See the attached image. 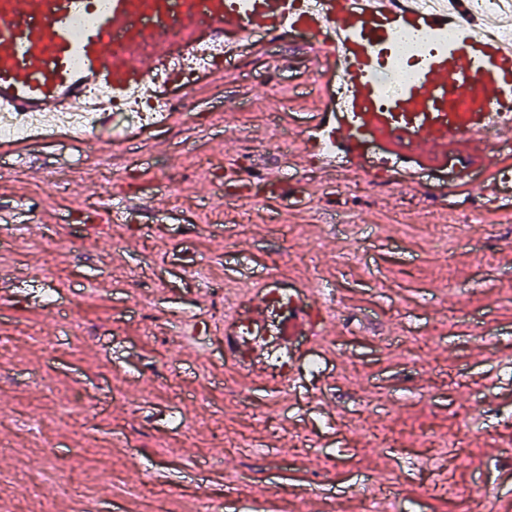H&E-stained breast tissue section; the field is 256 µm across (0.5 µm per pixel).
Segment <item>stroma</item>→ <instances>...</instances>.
Wrapping results in <instances>:
<instances>
[{
	"instance_id": "35a3bbf8",
	"label": "stroma",
	"mask_w": 512,
	"mask_h": 512,
	"mask_svg": "<svg viewBox=\"0 0 512 512\" xmlns=\"http://www.w3.org/2000/svg\"><path fill=\"white\" fill-rule=\"evenodd\" d=\"M321 59L250 51L117 153H0V512H362L359 485L391 512H512V196L448 249L422 187L337 199ZM240 169L293 188L255 202ZM271 275L348 316L284 394L224 357L225 291Z\"/></svg>"
}]
</instances>
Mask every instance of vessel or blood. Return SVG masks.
Masks as SVG:
<instances>
[{
	"label": "vessel or blood",
	"mask_w": 512,
	"mask_h": 512,
	"mask_svg": "<svg viewBox=\"0 0 512 512\" xmlns=\"http://www.w3.org/2000/svg\"><path fill=\"white\" fill-rule=\"evenodd\" d=\"M83 27H76L77 19ZM448 17L413 0H0V112H94L109 129L112 101L144 89L158 77L163 93L181 91L177 58L194 48L248 38L254 31L320 34L347 87L341 105L326 109L325 132L349 155L351 171L366 169L364 145L377 139L391 151L414 143L430 162L447 165L456 131L480 153L494 118L512 114V46L479 34L459 20L457 38L413 54V79L384 99L380 71L394 62L395 37L415 29L439 34ZM176 29L178 38L165 37ZM113 148L125 137L110 131ZM277 280L256 289L249 314L258 317L277 292ZM307 338L326 333V290L294 289Z\"/></svg>",
	"instance_id": "vessel-or-blood-1"
}]
</instances>
